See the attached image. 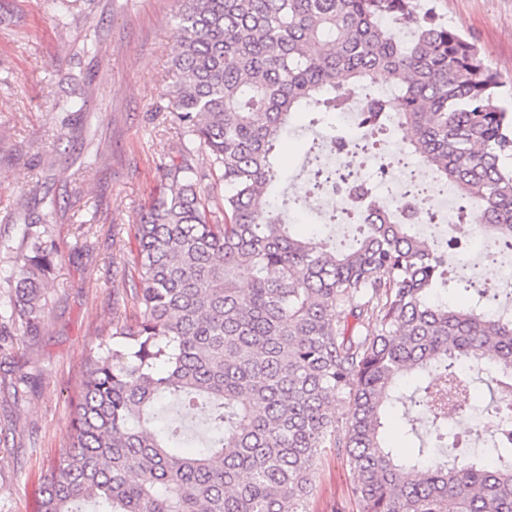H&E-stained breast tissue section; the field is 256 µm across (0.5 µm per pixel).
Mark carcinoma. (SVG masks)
<instances>
[{
	"label": "carcinoma",
	"instance_id": "carcinoma-1",
	"mask_svg": "<svg viewBox=\"0 0 512 512\" xmlns=\"http://www.w3.org/2000/svg\"><path fill=\"white\" fill-rule=\"evenodd\" d=\"M436 2L180 0L169 104L184 152L205 149L208 168L163 167L132 224L137 249L120 264L138 312L86 359L41 512H302L323 448L353 472L356 512H512V296L493 317L473 280L458 289L476 293L469 306L432 300L451 281L442 248L470 235L465 214L430 242L358 205L354 244L338 248L293 234L288 197L269 195L296 115L319 124L358 87L359 140L381 145L397 117L432 177L477 208L490 238L512 242V109ZM380 72L395 78L390 98L373 93ZM214 173L224 204L213 208L201 185ZM56 258L46 226L24 225L10 299L31 336ZM412 377L425 385L405 399ZM476 379L499 423L460 461L448 424H463ZM398 403L422 408L438 451L387 444ZM165 408L176 417L160 427ZM182 437L204 449L172 452Z\"/></svg>",
	"mask_w": 512,
	"mask_h": 512
}]
</instances>
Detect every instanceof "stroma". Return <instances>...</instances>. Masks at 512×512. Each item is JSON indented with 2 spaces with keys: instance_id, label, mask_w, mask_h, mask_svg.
Segmentation results:
<instances>
[{
  "instance_id": "35a3bbf8",
  "label": "stroma",
  "mask_w": 512,
  "mask_h": 512,
  "mask_svg": "<svg viewBox=\"0 0 512 512\" xmlns=\"http://www.w3.org/2000/svg\"><path fill=\"white\" fill-rule=\"evenodd\" d=\"M179 0H0V512H38L41 478L70 432L85 358L115 318L135 315L115 257L182 152L163 108ZM448 25L481 48L512 109V0H439ZM279 150L283 190L328 128L295 118ZM55 202L58 260L40 335L14 323L9 284L25 221ZM336 449L317 459L304 512H356Z\"/></svg>"
}]
</instances>
